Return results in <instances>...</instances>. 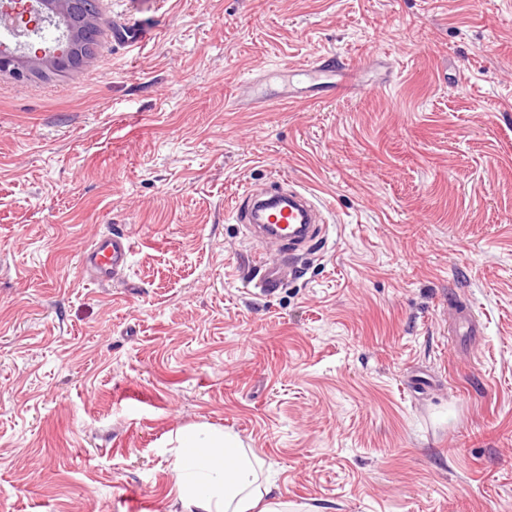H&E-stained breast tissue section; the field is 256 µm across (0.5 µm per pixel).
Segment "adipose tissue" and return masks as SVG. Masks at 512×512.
<instances>
[{
  "instance_id": "1",
  "label": "adipose tissue",
  "mask_w": 512,
  "mask_h": 512,
  "mask_svg": "<svg viewBox=\"0 0 512 512\" xmlns=\"http://www.w3.org/2000/svg\"><path fill=\"white\" fill-rule=\"evenodd\" d=\"M174 489L183 512H283L272 476H260L236 433L192 425L173 449Z\"/></svg>"
}]
</instances>
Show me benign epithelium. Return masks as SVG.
I'll list each match as a JSON object with an SVG mask.
<instances>
[{"label":"benign epithelium","instance_id":"7a95c632","mask_svg":"<svg viewBox=\"0 0 512 512\" xmlns=\"http://www.w3.org/2000/svg\"><path fill=\"white\" fill-rule=\"evenodd\" d=\"M56 20L65 24L57 39L33 40ZM0 22L16 39L14 45L0 42V72L23 78L33 72H66L82 66L102 18L95 0H0Z\"/></svg>","mask_w":512,"mask_h":512}]
</instances>
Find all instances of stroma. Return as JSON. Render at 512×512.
<instances>
[{
  "mask_svg": "<svg viewBox=\"0 0 512 512\" xmlns=\"http://www.w3.org/2000/svg\"><path fill=\"white\" fill-rule=\"evenodd\" d=\"M97 8L83 66L0 73V512H181L191 424L294 512H512V0ZM327 55L364 58L345 90L299 72ZM250 184L321 233L259 245ZM133 250V238L127 234L102 235L83 252L82 266L92 280L104 284L112 274L127 267ZM448 306L456 314L454 327L451 332L454 336H471L475 338L484 334L483 324L480 322L471 304H459L455 297H449Z\"/></svg>",
  "mask_w": 512,
  "mask_h": 512,
  "instance_id": "35a3bbf8",
  "label": "stroma"
}]
</instances>
